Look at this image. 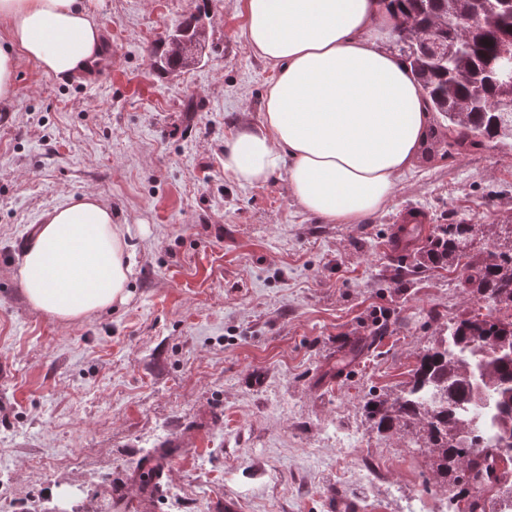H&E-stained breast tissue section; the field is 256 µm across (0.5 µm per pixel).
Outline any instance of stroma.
Wrapping results in <instances>:
<instances>
[{
    "label": "stroma",
    "mask_w": 512,
    "mask_h": 512,
    "mask_svg": "<svg viewBox=\"0 0 512 512\" xmlns=\"http://www.w3.org/2000/svg\"><path fill=\"white\" fill-rule=\"evenodd\" d=\"M245 0H91L110 43L88 86L22 62L0 102V512H129L141 459L169 444L140 512H446L427 452L384 436L363 397L398 389L469 306L456 274L386 242L430 224L512 222V147L427 141L389 203L357 224L304 212L287 175L241 186L224 143L262 121L274 70L246 45ZM190 13L202 63L153 65ZM91 193L130 231L125 303L71 323L18 271L54 208Z\"/></svg>",
    "instance_id": "1"
}]
</instances>
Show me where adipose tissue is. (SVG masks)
Wrapping results in <instances>:
<instances>
[{
    "label": "adipose tissue",
    "mask_w": 512,
    "mask_h": 512,
    "mask_svg": "<svg viewBox=\"0 0 512 512\" xmlns=\"http://www.w3.org/2000/svg\"><path fill=\"white\" fill-rule=\"evenodd\" d=\"M242 35L272 65L260 127L224 147V172L242 186L286 171L300 208L329 224H356L391 199L430 123L418 83L376 48L397 23L383 0H245ZM0 101L16 93L20 60L68 77L102 51L84 0H0ZM128 232L86 194L41 224L19 275L28 303L55 319L124 301L133 273Z\"/></svg>",
    "instance_id": "1"
}]
</instances>
